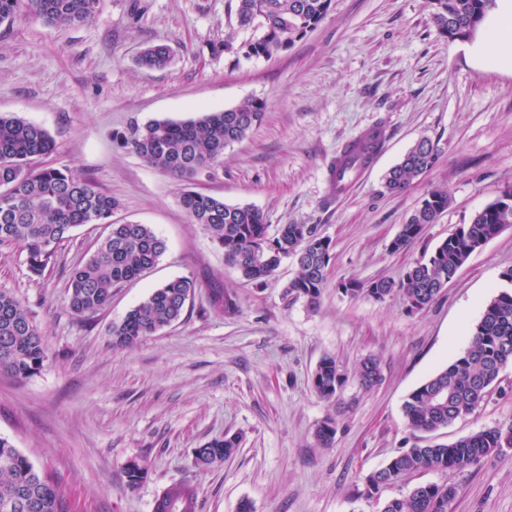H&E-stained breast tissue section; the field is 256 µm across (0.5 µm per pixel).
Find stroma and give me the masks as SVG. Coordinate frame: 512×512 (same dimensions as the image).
<instances>
[{
	"mask_svg": "<svg viewBox=\"0 0 512 512\" xmlns=\"http://www.w3.org/2000/svg\"><path fill=\"white\" fill-rule=\"evenodd\" d=\"M486 21L469 40H451L427 0H335L302 41L269 59L235 48L234 0H99L94 17L50 28L25 14L0 23V112L46 128L52 154L35 165L65 166L120 203L118 222L151 225L165 240L157 265L117 285L97 313L68 308V280L105 234L78 227L41 276L25 255L0 246V289L26 306L48 357L19 382L0 373V436L50 475L71 512H152L169 484L186 481L200 512H381L384 503L428 483H452L453 512H512V454L461 471L410 474L369 499L365 477L412 447L403 403L467 347L469 329L512 267V227L473 253L425 311L407 312L399 295L377 301L344 293L402 278L458 225L512 186V67L488 66L476 50L492 35ZM170 48L172 64L137 63L147 46ZM248 99L261 120L228 146L210 176L173 178L126 152L114 134L152 118L181 121ZM381 127L371 166L342 195L329 173L346 144ZM437 142L433 166L405 192L384 190V173L420 137ZM259 208L271 229L314 224L331 242L317 307L285 292L297 272L285 260L265 284L244 281L179 203L185 187ZM434 189L447 210L406 248L391 242ZM197 288L177 322L130 348L112 345L114 323L155 288L178 277ZM223 289L235 309L210 303ZM345 378L328 400L312 389L323 356ZM380 362L381 379L363 387L357 370ZM336 423L331 447L314 432ZM512 420V367L474 413L436 434L451 442ZM235 435L222 467L195 466L198 448ZM148 473L130 483L127 467Z\"/></svg>",
	"mask_w": 512,
	"mask_h": 512,
	"instance_id": "35a3bbf8",
	"label": "stroma"
}]
</instances>
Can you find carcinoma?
I'll return each instance as SVG.
<instances>
[{
  "label": "carcinoma",
  "mask_w": 512,
  "mask_h": 512,
  "mask_svg": "<svg viewBox=\"0 0 512 512\" xmlns=\"http://www.w3.org/2000/svg\"><path fill=\"white\" fill-rule=\"evenodd\" d=\"M99 0H0V23L19 7L47 26L61 27L90 20ZM238 25L258 34L241 43L237 52L246 58H271L292 48L329 14L333 0H235ZM439 30L453 40H468L483 25L496 0H428ZM172 56L167 47L146 48L139 64L148 69L167 67ZM265 102L248 100L222 111L172 121L150 119L116 135L120 147L180 180H193L219 165L224 149L245 138L260 121ZM382 131L345 148L338 157L340 174L367 163L383 145ZM55 150V142L42 126L14 113H0V245L16 244L25 253L30 274L38 276L53 261L58 245L83 224H103L106 235L93 254L75 267L69 278V309L76 316L104 307L115 286L138 279L157 264L166 250L164 239L148 224L117 223L112 215L119 201L96 184L64 167H35L33 158ZM438 146L421 137L401 161L384 176V188L400 193L432 167ZM190 222L199 224L224 251L225 261L242 278L256 285L273 277L284 259L292 256L296 276L286 293L303 297L314 306L325 282L331 242L316 224H283L269 235L261 210L252 205L228 204L224 199L186 190L179 197ZM448 208V192L430 191L421 205L401 225L392 241L398 251L417 239L428 224ZM512 225V186L468 224H461L440 242L428 258L409 266L399 281L381 279L364 288L358 282L344 289L365 293L382 301L401 294L408 311L430 306L471 255ZM511 287L503 288L485 305L470 329V342L462 355L413 390L403 405L408 428L430 434L473 413L487 400L489 390L505 368L512 366V268L501 273ZM196 282L189 277L170 280L154 289L143 302L112 324V344L129 348L179 320ZM47 357L44 334L35 326L23 302L0 290V372L22 382L37 375ZM380 378L377 359L365 358L358 369L361 385L371 387ZM336 360L326 356L318 363L312 388L330 399L343 385ZM336 435L335 422L321 421L315 437L323 447ZM239 444L236 436L209 442L196 451L195 464L224 465ZM512 451V420L474 432L448 444L415 445L393 457L365 478V494L372 497L382 487L426 470L457 471ZM178 512H197V492L187 483L172 485ZM457 489L430 483L413 488L402 498L385 502L382 512H451ZM0 512H68L58 486L35 469L12 442L0 436Z\"/></svg>",
  "instance_id": "cac0c4a2"
}]
</instances>
